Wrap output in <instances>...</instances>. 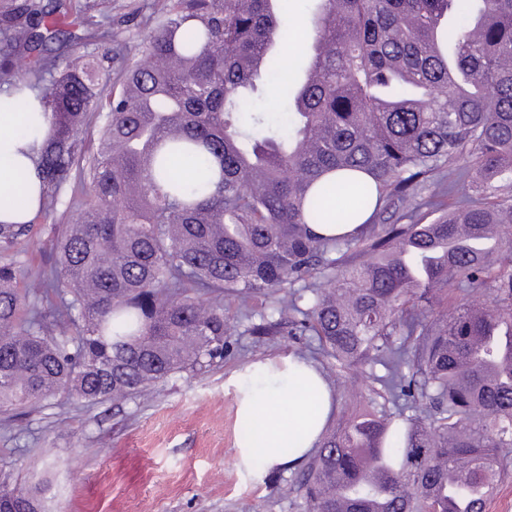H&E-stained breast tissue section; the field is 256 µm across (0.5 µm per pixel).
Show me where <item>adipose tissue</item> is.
<instances>
[{
    "label": "adipose tissue",
    "mask_w": 512,
    "mask_h": 512,
    "mask_svg": "<svg viewBox=\"0 0 512 512\" xmlns=\"http://www.w3.org/2000/svg\"><path fill=\"white\" fill-rule=\"evenodd\" d=\"M30 95H0V223L26 224L40 208L37 160L40 138H22L19 126L49 120ZM235 394L237 420L251 421L254 434L237 439L238 466L255 481L304 462L319 445L334 413L335 392L320 369L295 354L243 365L224 381Z\"/></svg>",
    "instance_id": "obj_1"
}]
</instances>
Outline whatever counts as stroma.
I'll use <instances>...</instances> for the list:
<instances>
[{"mask_svg": "<svg viewBox=\"0 0 512 512\" xmlns=\"http://www.w3.org/2000/svg\"><path fill=\"white\" fill-rule=\"evenodd\" d=\"M142 0H106L112 29L130 61L142 57L147 32ZM309 0H284L278 44L287 66L302 69V45L292 41ZM272 297L240 302L229 297L224 313L232 328L223 359L195 373H180L146 398L86 405L60 395L51 404L0 413V465L32 486H48L49 512H302L301 467L257 483L236 465L239 424L227 375L248 361L301 354L325 369L307 336L288 325L263 335ZM338 409L365 403L371 383L358 369L327 371Z\"/></svg>", "mask_w": 512, "mask_h": 512, "instance_id": "obj_1", "label": "stroma"}]
</instances>
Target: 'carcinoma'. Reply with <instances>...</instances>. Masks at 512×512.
I'll return each mask as SVG.
<instances>
[{
	"mask_svg": "<svg viewBox=\"0 0 512 512\" xmlns=\"http://www.w3.org/2000/svg\"><path fill=\"white\" fill-rule=\"evenodd\" d=\"M281 2L145 0L146 62L115 90L117 52L40 58L72 16L112 37L98 0L0 13V77L50 119L40 213L78 211L48 225L52 260L29 290L19 261L0 262V411L146 396L224 357V298L277 293L276 323L375 384L325 430L305 512H485L512 449V0H315L274 130L244 113L284 68ZM461 161L470 200L448 212L436 175ZM338 171L370 181L349 183L336 222L372 212L324 237L312 225ZM393 208L408 223H386ZM31 233L0 223V252ZM47 492L0 468V512H44Z\"/></svg>",
	"mask_w": 512,
	"mask_h": 512,
	"instance_id": "obj_1",
	"label": "carcinoma"
}]
</instances>
